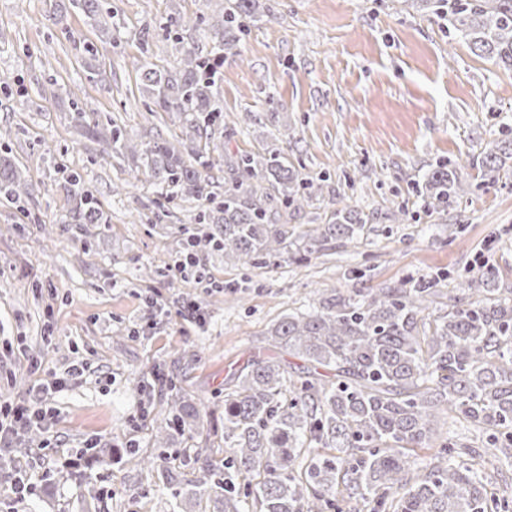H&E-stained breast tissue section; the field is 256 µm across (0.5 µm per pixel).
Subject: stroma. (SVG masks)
<instances>
[{
  "label": "stroma",
  "instance_id": "obj_1",
  "mask_svg": "<svg viewBox=\"0 0 512 512\" xmlns=\"http://www.w3.org/2000/svg\"><path fill=\"white\" fill-rule=\"evenodd\" d=\"M106 2L115 43L101 49L103 76L90 83L72 47L93 35L84 15L55 11V0H0V73L10 78L0 87V152L41 188L0 203V393L22 397L33 382H65L51 402L50 432L21 437L0 456V512H175L186 482L120 457L129 446L153 451L156 411L138 381L174 379L197 410L195 430L173 438L182 472H191L195 445H224V392L237 373L254 356L274 355L268 328L305 310L318 289L347 295L436 279L444 310L484 258L498 269V287L512 288V157L491 177L473 163L492 143L512 140V73L409 0H265L276 21L246 20L240 56L224 61L225 112H250L225 127V153L277 145L300 177L321 186L283 223L324 224L348 204L368 215L363 231L307 261L234 265L203 254L208 282L233 285L232 294L172 280L169 261L196 202H167L134 179L130 160L97 158L70 101L51 88L81 83L82 101L134 141L169 132L166 113L146 110L137 64L147 55L175 65L164 36L169 14H208L214 5ZM440 166L468 188L443 209L425 197L426 176ZM68 169L110 221L48 237L43 226L66 222L73 205ZM157 294L170 315L149 305ZM188 294L203 299L204 323L177 317ZM80 363L84 372L74 374ZM91 440L111 449L109 462L69 476L60 455ZM13 461L31 466L35 482L20 502L5 483Z\"/></svg>",
  "mask_w": 512,
  "mask_h": 512
}]
</instances>
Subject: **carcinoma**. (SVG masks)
I'll use <instances>...</instances> for the list:
<instances>
[{"label": "carcinoma", "instance_id": "obj_1", "mask_svg": "<svg viewBox=\"0 0 512 512\" xmlns=\"http://www.w3.org/2000/svg\"><path fill=\"white\" fill-rule=\"evenodd\" d=\"M448 21L478 52L512 72V0H415ZM91 20L99 41L112 39V14L99 0H70ZM260 0H223L211 14L169 17L180 58L174 67L145 59L139 79L155 112H166L180 133L136 143L95 110L72 115L101 145L100 156L131 158L135 179L145 178L171 202L194 200L197 226L184 228L181 251L224 254L230 264H263L302 242L319 254L352 238L365 224L346 205L330 222L298 233L279 223L281 212L309 206L314 184L299 177L280 149L264 147L222 165L224 112L220 83L224 59L240 55L242 18H254ZM201 30L202 52L183 33ZM224 168L223 190L214 169ZM73 207L70 223L106 224L93 190L75 173L65 177ZM40 187L22 167L0 157V196L31 198ZM428 197L448 207L465 195L445 167L426 184ZM498 272L481 266L458 283L470 300L451 299L445 313L430 305L437 281L410 288L340 295L325 288L304 312L273 323L275 348L311 367L294 376L281 360L256 356L224 394V457L194 449L200 476L191 496L214 501L216 512H325L340 494L362 501L365 512H499L480 466L512 461V288H491ZM321 367L327 373L321 374ZM166 415L154 433L156 453L125 449L129 461L150 469L167 459L172 432L197 417L177 384H169ZM452 411L486 436L487 450L444 438L431 463L412 467L411 452L429 447L438 414Z\"/></svg>", "mask_w": 512, "mask_h": 512}]
</instances>
